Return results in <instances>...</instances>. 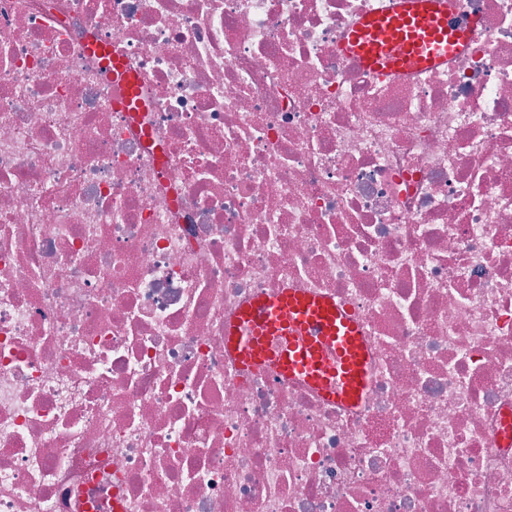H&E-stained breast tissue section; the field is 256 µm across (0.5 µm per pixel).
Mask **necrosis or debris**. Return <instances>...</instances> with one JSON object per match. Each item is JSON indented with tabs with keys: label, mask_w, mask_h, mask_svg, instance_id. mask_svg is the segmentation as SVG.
<instances>
[{
	"label": "necrosis or debris",
	"mask_w": 512,
	"mask_h": 512,
	"mask_svg": "<svg viewBox=\"0 0 512 512\" xmlns=\"http://www.w3.org/2000/svg\"><path fill=\"white\" fill-rule=\"evenodd\" d=\"M455 3L381 78L385 0H0V512H512V0ZM286 288L357 405L229 352ZM467 22L447 0H392L355 24L342 53L381 77L436 65L462 50Z\"/></svg>",
	"instance_id": "obj_1"
}]
</instances>
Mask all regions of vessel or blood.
<instances>
[{"instance_id":"1","label":"vessel or blood","mask_w":512,"mask_h":512,"mask_svg":"<svg viewBox=\"0 0 512 512\" xmlns=\"http://www.w3.org/2000/svg\"><path fill=\"white\" fill-rule=\"evenodd\" d=\"M466 37L467 23L449 0H392L391 8L355 24L341 51L383 77L438 64L462 50ZM229 334L243 368H272L348 405L357 404L367 386L361 330L331 299L296 289L259 298Z\"/></svg>"}]
</instances>
